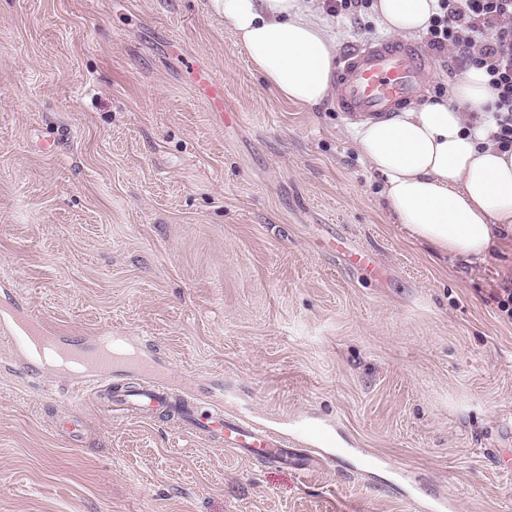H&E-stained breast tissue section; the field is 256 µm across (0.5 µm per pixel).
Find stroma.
Segmentation results:
<instances>
[{"label":"stroma","mask_w":512,"mask_h":512,"mask_svg":"<svg viewBox=\"0 0 512 512\" xmlns=\"http://www.w3.org/2000/svg\"><path fill=\"white\" fill-rule=\"evenodd\" d=\"M317 18L340 51L387 34L371 9ZM427 56L446 96L464 64ZM508 289L512 241L469 262L408 240L354 124L281 99L212 0H0V311L73 344L132 336L198 403L282 432L312 415L340 449L305 475L258 464L0 342V512H415L397 471L454 512H512ZM355 448L384 467L353 472ZM189 79L219 117H224V79L216 72L191 66Z\"/></svg>","instance_id":"35a3bbf8"}]
</instances>
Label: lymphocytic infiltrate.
Here are the masks:
<instances>
[{"label": "lymphocytic infiltrate", "instance_id": "lymphocytic-infiltrate-1", "mask_svg": "<svg viewBox=\"0 0 512 512\" xmlns=\"http://www.w3.org/2000/svg\"><path fill=\"white\" fill-rule=\"evenodd\" d=\"M432 50L483 70L492 101L490 142L512 149V0H438L426 31Z\"/></svg>", "mask_w": 512, "mask_h": 512}]
</instances>
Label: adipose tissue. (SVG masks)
<instances>
[{"instance_id": "obj_1", "label": "adipose tissue", "mask_w": 512, "mask_h": 512, "mask_svg": "<svg viewBox=\"0 0 512 512\" xmlns=\"http://www.w3.org/2000/svg\"><path fill=\"white\" fill-rule=\"evenodd\" d=\"M239 46L283 100L315 107L332 94L336 40L304 0H216ZM437 0H377L382 26L425 29ZM491 99L482 70L448 97L360 123L355 141L406 235L443 257L480 261L512 232V150L488 144L491 125L468 123L461 104Z\"/></svg>"}]
</instances>
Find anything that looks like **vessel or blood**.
Listing matches in <instances>:
<instances>
[{"label":"vessel or blood","mask_w":512,"mask_h":512,"mask_svg":"<svg viewBox=\"0 0 512 512\" xmlns=\"http://www.w3.org/2000/svg\"><path fill=\"white\" fill-rule=\"evenodd\" d=\"M428 66L429 60L418 44L389 37L344 50L338 59L333 103L352 121L391 117L422 99L423 75ZM188 75L211 109L223 112V77L199 67L190 68ZM0 339L9 342L33 372L45 364L37 347L46 344L59 347L63 357L74 361L73 375L102 379L122 363L146 378V385L133 393L116 395L104 390L100 399L105 406L148 417L176 405L166 380L156 377L154 364L133 352L130 337L116 336L105 329L87 345L61 347L48 322L26 314L1 320ZM189 421L196 433L216 438L225 447L259 462L278 459L291 444L317 446L324 460L336 458L332 435L313 421L299 422L290 434L257 426L247 417L226 415L220 408L194 411Z\"/></svg>","instance_id":"obj_1"}]
</instances>
